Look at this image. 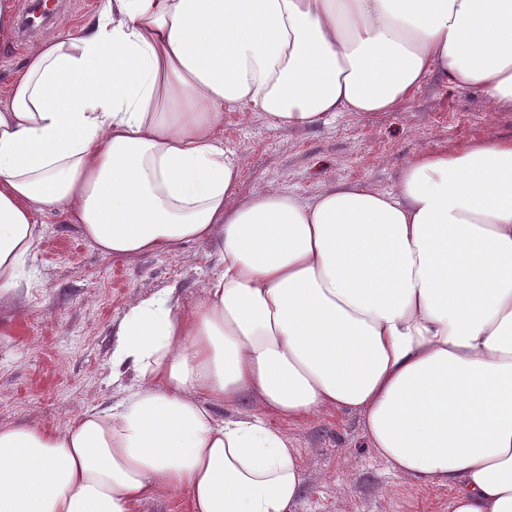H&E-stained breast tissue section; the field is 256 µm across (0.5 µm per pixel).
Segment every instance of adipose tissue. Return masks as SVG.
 I'll return each instance as SVG.
<instances>
[{"instance_id": "1", "label": "adipose tissue", "mask_w": 512, "mask_h": 512, "mask_svg": "<svg viewBox=\"0 0 512 512\" xmlns=\"http://www.w3.org/2000/svg\"><path fill=\"white\" fill-rule=\"evenodd\" d=\"M512 109V0H100L44 36L0 107V305L59 210L112 257L217 237L203 297L133 300L131 396L63 430L0 427V512H296L282 424L361 415L450 512H512V139L423 151L379 191L276 185L231 205L225 111L304 129L431 76ZM230 417L217 418L219 408Z\"/></svg>"}]
</instances>
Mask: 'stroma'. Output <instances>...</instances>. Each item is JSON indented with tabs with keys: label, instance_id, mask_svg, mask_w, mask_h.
<instances>
[{
	"label": "stroma",
	"instance_id": "35a3bbf8",
	"mask_svg": "<svg viewBox=\"0 0 512 512\" xmlns=\"http://www.w3.org/2000/svg\"><path fill=\"white\" fill-rule=\"evenodd\" d=\"M18 24L0 42V106L49 22L25 27L31 0H14ZM224 146L242 157L238 199L275 184L310 199L329 181L393 187L417 153L471 140L512 138V109L489 115L483 97L429 81L412 99L373 120L345 115L306 129L269 123L247 107L225 112ZM43 238L25 276L35 280L15 305L0 307V426L62 430L97 404L127 396L132 371L112 378L114 332L129 303L176 288L201 298L214 270L215 242L132 259L104 256L65 214L37 215ZM299 450L303 488L297 512H449L452 487L392 472L369 448L359 414L333 411L285 428Z\"/></svg>",
	"mask_w": 512,
	"mask_h": 512
}]
</instances>
